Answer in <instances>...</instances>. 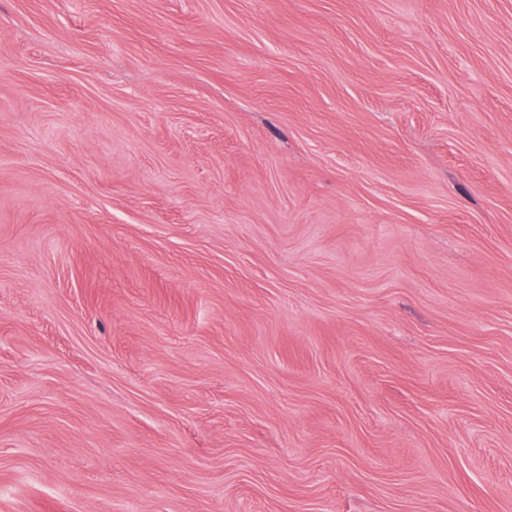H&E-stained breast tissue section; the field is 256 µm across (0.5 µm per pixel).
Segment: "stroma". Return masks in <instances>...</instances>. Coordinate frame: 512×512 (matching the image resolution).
I'll return each mask as SVG.
<instances>
[{
	"label": "stroma",
	"instance_id": "obj_1",
	"mask_svg": "<svg viewBox=\"0 0 512 512\" xmlns=\"http://www.w3.org/2000/svg\"><path fill=\"white\" fill-rule=\"evenodd\" d=\"M0 512H512V0H0Z\"/></svg>",
	"mask_w": 512,
	"mask_h": 512
}]
</instances>
